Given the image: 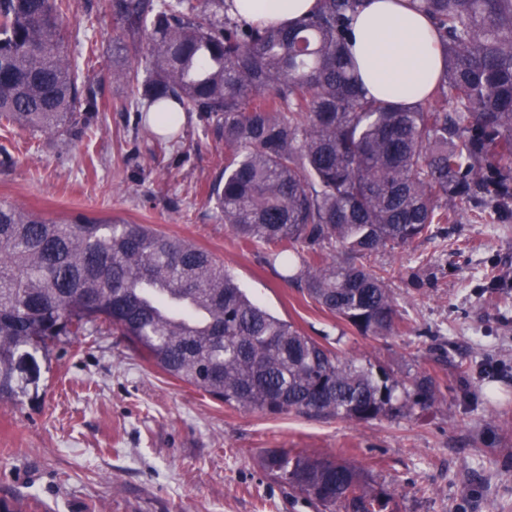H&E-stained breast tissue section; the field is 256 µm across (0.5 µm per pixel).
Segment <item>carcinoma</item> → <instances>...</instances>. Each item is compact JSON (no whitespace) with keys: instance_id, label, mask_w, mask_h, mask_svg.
I'll list each match as a JSON object with an SVG mask.
<instances>
[{"instance_id":"obj_1","label":"carcinoma","mask_w":512,"mask_h":512,"mask_svg":"<svg viewBox=\"0 0 512 512\" xmlns=\"http://www.w3.org/2000/svg\"><path fill=\"white\" fill-rule=\"evenodd\" d=\"M363 0H318L260 25L233 0H111L129 45L112 79L136 111L199 112L224 133L208 199L283 279L363 335L400 321L363 260L454 224L457 198L512 218V0H419L445 55L428 104L376 100L348 52ZM71 0H0V125L82 139L99 112L68 51ZM118 331L169 376L232 407L367 422L433 403L427 372L399 380L339 356L250 300L224 262L144 224L47 219L0 202V404L37 397V353ZM267 470L320 512H386L362 469L274 450Z\"/></svg>"}]
</instances>
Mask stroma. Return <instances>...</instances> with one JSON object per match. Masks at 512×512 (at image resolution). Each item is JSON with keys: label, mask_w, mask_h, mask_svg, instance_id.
Returning <instances> with one entry per match:
<instances>
[{"label": "stroma", "mask_w": 512, "mask_h": 512, "mask_svg": "<svg viewBox=\"0 0 512 512\" xmlns=\"http://www.w3.org/2000/svg\"><path fill=\"white\" fill-rule=\"evenodd\" d=\"M70 53L90 40L100 97L95 132L77 143L0 129V200L44 218L75 213L146 224L223 261L271 314L396 378L428 372L437 400L353 423L233 408L147 362L119 332L50 348L35 399L0 405V503L11 512H314L269 474L288 448L364 468L393 512H512V220L458 223L371 256L390 269L404 318L364 336L323 311L222 222L207 191L224 136L193 113L162 137L112 79L124 43L108 0H72Z\"/></svg>", "instance_id": "obj_1"}]
</instances>
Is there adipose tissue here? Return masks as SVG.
<instances>
[{
	"label": "adipose tissue",
	"mask_w": 512,
	"mask_h": 512,
	"mask_svg": "<svg viewBox=\"0 0 512 512\" xmlns=\"http://www.w3.org/2000/svg\"><path fill=\"white\" fill-rule=\"evenodd\" d=\"M239 14L257 24L294 21L316 0H234ZM349 54L366 93L407 106L424 102L444 67L429 18L408 0H366L352 22Z\"/></svg>",
	"instance_id": "adipose-tissue-1"
}]
</instances>
